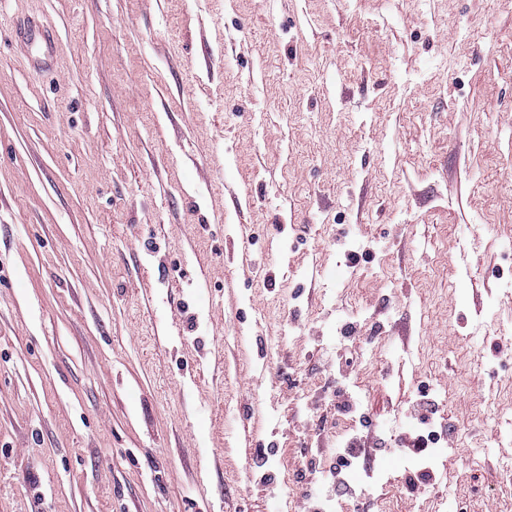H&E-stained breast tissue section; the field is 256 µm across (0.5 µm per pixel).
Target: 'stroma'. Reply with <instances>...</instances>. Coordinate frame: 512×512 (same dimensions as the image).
Masks as SVG:
<instances>
[{
    "label": "stroma",
    "instance_id": "35a3bbf8",
    "mask_svg": "<svg viewBox=\"0 0 512 512\" xmlns=\"http://www.w3.org/2000/svg\"><path fill=\"white\" fill-rule=\"evenodd\" d=\"M507 455L512 0H0V512H512ZM445 445H437L432 448L430 453L425 458H417L407 461L405 470L409 476L420 473L423 471H429L436 468H444V471H448L447 462L455 455L457 448H446Z\"/></svg>",
    "mask_w": 512,
    "mask_h": 512
}]
</instances>
